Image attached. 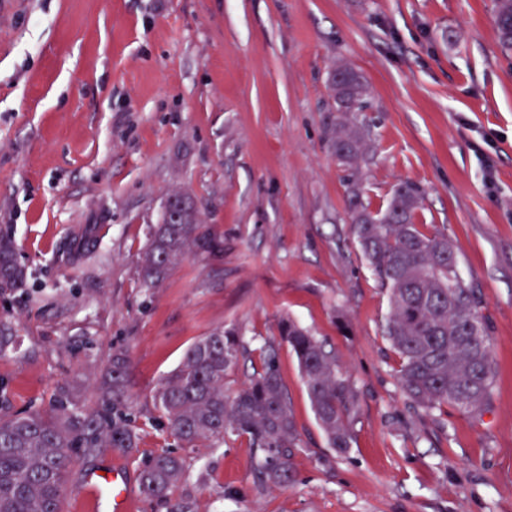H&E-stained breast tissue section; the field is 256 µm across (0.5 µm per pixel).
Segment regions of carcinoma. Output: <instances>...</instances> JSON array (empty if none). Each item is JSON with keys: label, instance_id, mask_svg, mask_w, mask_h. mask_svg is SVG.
<instances>
[{"label": "carcinoma", "instance_id": "carcinoma-1", "mask_svg": "<svg viewBox=\"0 0 512 512\" xmlns=\"http://www.w3.org/2000/svg\"><path fill=\"white\" fill-rule=\"evenodd\" d=\"M494 7L502 45L512 47V0H495ZM332 88L336 129L331 148L346 172L351 232L387 291L383 333L399 358L396 385L413 410L428 416L445 406L477 414L497 374L479 290L461 275L445 229L415 223L424 197L419 185L400 183L378 210L363 199L359 169L368 143L358 114L366 107L368 86L357 70L340 63ZM172 197L181 204V223L151 225L140 264L145 288L157 287L189 250H221L220 242L199 224L192 202L178 193ZM24 279L11 237L0 235V288H16ZM281 335L298 359L328 446L347 452L359 406L356 388L335 355L309 330L286 320ZM246 352L243 337L213 330L157 384L154 405L169 434L187 447L249 436L260 451L258 487L284 485L294 477L293 449L299 445V433L275 346L261 347L260 366L236 393L224 391L226 375ZM126 377V357L114 354L96 408H84L63 388L48 412L0 416V512H62L73 466L70 448L87 456L98 448L137 447V434L125 413ZM185 471L184 457L163 450L145 463L142 492L167 502Z\"/></svg>", "mask_w": 512, "mask_h": 512}]
</instances>
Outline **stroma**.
I'll return each mask as SVG.
<instances>
[{"instance_id":"35a3bbf8","label":"stroma","mask_w":512,"mask_h":512,"mask_svg":"<svg viewBox=\"0 0 512 512\" xmlns=\"http://www.w3.org/2000/svg\"><path fill=\"white\" fill-rule=\"evenodd\" d=\"M493 0H0V231L26 269L0 288V415L50 410L73 386L95 405L104 370L129 359L133 452L119 468L133 512H512V49ZM369 87L361 187L373 207L420 185L419 224L446 228L479 289L497 362L487 408L435 420L395 385L381 288L350 232L330 147L337 63ZM191 197L220 252L190 251L140 283L149 225L170 192ZM290 317L332 351L360 395L347 454L329 448ZM272 340L301 439L293 484L257 491L247 437L178 443L156 419L157 382L201 336ZM186 460L170 503L147 498L153 455Z\"/></svg>"}]
</instances>
